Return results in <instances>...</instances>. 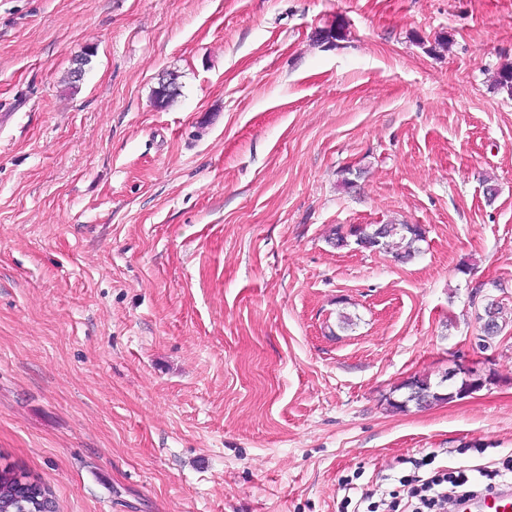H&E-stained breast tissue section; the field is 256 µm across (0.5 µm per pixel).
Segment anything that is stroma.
I'll return each instance as SVG.
<instances>
[{
  "mask_svg": "<svg viewBox=\"0 0 512 512\" xmlns=\"http://www.w3.org/2000/svg\"><path fill=\"white\" fill-rule=\"evenodd\" d=\"M506 65L512 0H0V458L54 512H390L512 457ZM330 240L336 246L347 245L348 237H355L357 245L378 251H387L395 247V256L402 260H411L419 253V242L424 233L419 225L412 224H370L364 229L349 225L345 230L338 224L330 230ZM485 379L474 377L470 374L461 377L457 381V385L452 389H441L439 384H432L428 379L410 378L403 382L397 390L404 389L403 399L401 401H390V405L395 409H406L409 403H414L418 407H426L432 404L450 402L459 399L460 393L477 392L481 390L485 384Z\"/></svg>",
  "mask_w": 512,
  "mask_h": 512,
  "instance_id": "35a3bbf8",
  "label": "stroma"
}]
</instances>
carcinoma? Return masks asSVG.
Instances as JSON below:
<instances>
[{
    "label": "carcinoma",
    "mask_w": 512,
    "mask_h": 512,
    "mask_svg": "<svg viewBox=\"0 0 512 512\" xmlns=\"http://www.w3.org/2000/svg\"><path fill=\"white\" fill-rule=\"evenodd\" d=\"M350 237L355 238L357 245L378 251H387L394 247L395 256L410 260L419 253V242L424 240V233L419 226L412 224H371L363 229L353 224L346 229L344 225L338 224L330 230V240L338 247L346 245ZM504 315L505 307L499 303L494 305L493 323H488L487 314H477L480 332L488 339L499 335ZM483 387L484 379L470 374L462 377L456 386L448 390L427 379L414 377L399 386L403 390V399L391 402V406L403 409L413 403L418 407H426L450 402L460 393L477 392ZM27 483L41 493H46L45 488L30 479L29 475L18 473L9 465L0 467V512H23Z\"/></svg>",
    "instance_id": "1"
}]
</instances>
